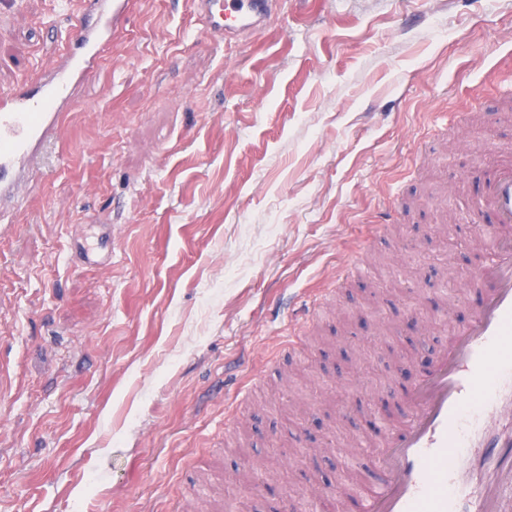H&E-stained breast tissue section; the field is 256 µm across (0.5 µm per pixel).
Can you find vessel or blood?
I'll use <instances>...</instances> for the list:
<instances>
[{
	"mask_svg": "<svg viewBox=\"0 0 512 512\" xmlns=\"http://www.w3.org/2000/svg\"><path fill=\"white\" fill-rule=\"evenodd\" d=\"M79 27L48 77L0 93V200L19 201V175L34 171L55 142L76 84L87 81L121 38L137 0H78ZM279 0H191L212 39L224 42L264 30ZM499 226L512 224V167L483 184ZM492 258L473 280L479 308L455 330L431 370L405 394L407 418L386 432L379 476L360 492V512H512V236L481 231Z\"/></svg>",
	"mask_w": 512,
	"mask_h": 512,
	"instance_id": "b4317fda",
	"label": "vessel or blood"
}]
</instances>
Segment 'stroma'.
Masks as SVG:
<instances>
[{
	"label": "stroma",
	"instance_id": "1",
	"mask_svg": "<svg viewBox=\"0 0 512 512\" xmlns=\"http://www.w3.org/2000/svg\"><path fill=\"white\" fill-rule=\"evenodd\" d=\"M77 28L1 6L0 91ZM511 80L512 0H281L231 44L139 0L0 236V512H358L361 432L475 310Z\"/></svg>",
	"mask_w": 512,
	"mask_h": 512
}]
</instances>
